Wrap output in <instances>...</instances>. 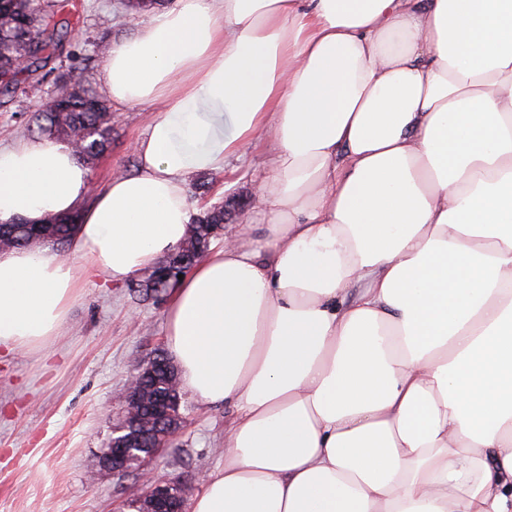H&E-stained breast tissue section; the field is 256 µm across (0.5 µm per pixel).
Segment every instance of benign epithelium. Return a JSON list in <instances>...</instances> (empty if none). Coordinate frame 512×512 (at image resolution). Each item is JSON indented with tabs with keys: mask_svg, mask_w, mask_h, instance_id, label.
Instances as JSON below:
<instances>
[{
	"mask_svg": "<svg viewBox=\"0 0 512 512\" xmlns=\"http://www.w3.org/2000/svg\"><path fill=\"white\" fill-rule=\"evenodd\" d=\"M184 262L156 266L152 279L156 287L167 288ZM179 382L170 361L150 358L128 380L117 398L124 404L121 425L112 430V443L103 454V467L112 473H126L143 467L167 447L180 429ZM143 512H185L186 489L152 472L141 476Z\"/></svg>",
	"mask_w": 512,
	"mask_h": 512,
	"instance_id": "obj_1",
	"label": "benign epithelium"
}]
</instances>
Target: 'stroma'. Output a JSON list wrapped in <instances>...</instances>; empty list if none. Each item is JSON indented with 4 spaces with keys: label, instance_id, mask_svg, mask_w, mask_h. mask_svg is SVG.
<instances>
[{
    "label": "stroma",
    "instance_id": "stroma-1",
    "mask_svg": "<svg viewBox=\"0 0 512 512\" xmlns=\"http://www.w3.org/2000/svg\"><path fill=\"white\" fill-rule=\"evenodd\" d=\"M65 42L90 55L89 79L102 88L103 53L93 44L132 34L117 0H80ZM108 26H101V19ZM51 88L21 84L12 101L0 104V143L28 139ZM161 105L112 110V146L88 168L96 187L113 174L133 173L130 145L147 129ZM267 144L228 158L206 172L209 192L196 196L197 210L226 207V225L237 230L256 212L254 190L265 175ZM134 280L105 276L83 281L62 335L36 350L0 357V512H126L142 496L140 474H114L100 460L112 429L123 416L116 400L130 376L166 347L165 303L135 292ZM182 422L167 448L148 462L158 477L199 493L202 476L223 466L220 450L230 409L209 407L183 396Z\"/></svg>",
    "mask_w": 512,
    "mask_h": 512
}]
</instances>
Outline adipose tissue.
<instances>
[{"mask_svg":"<svg viewBox=\"0 0 512 512\" xmlns=\"http://www.w3.org/2000/svg\"><path fill=\"white\" fill-rule=\"evenodd\" d=\"M103 70L164 110L94 195L68 146L0 147V222L79 215L77 263L0 252V347L177 251L189 178L263 139L260 223L166 309L233 410L191 512H512V0H177Z\"/></svg>","mask_w":512,"mask_h":512,"instance_id":"adipose-tissue-1","label":"adipose tissue"}]
</instances>
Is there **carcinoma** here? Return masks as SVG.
<instances>
[{"label": "carcinoma", "instance_id": "obj_1", "mask_svg": "<svg viewBox=\"0 0 512 512\" xmlns=\"http://www.w3.org/2000/svg\"><path fill=\"white\" fill-rule=\"evenodd\" d=\"M71 13L69 0H0V96L10 97L19 78H46L49 63L59 61V73L39 116L41 122L29 129L32 136L63 142L83 163L90 165L111 144L112 115L106 100L88 81L87 67L71 51H65L64 16ZM47 235L43 242L65 248L71 240L74 218L49 217L44 220ZM224 223V205L218 204L196 216L189 235L176 252L162 261H177L182 251L198 247L187 268L202 257L215 227ZM0 246L6 250L32 248L29 223L24 220L0 223Z\"/></svg>", "mask_w": 512, "mask_h": 512}]
</instances>
